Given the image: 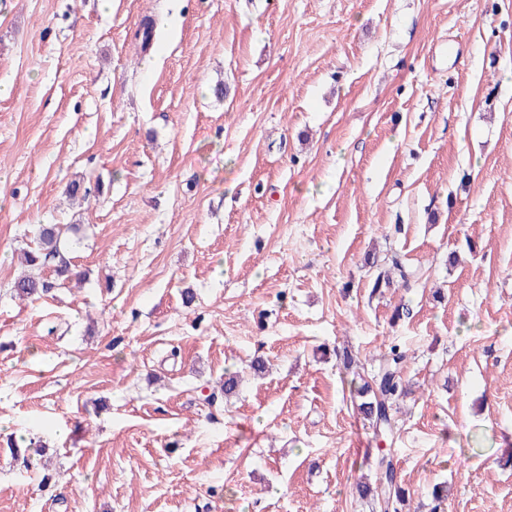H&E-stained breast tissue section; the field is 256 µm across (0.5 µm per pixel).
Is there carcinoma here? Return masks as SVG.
<instances>
[{"instance_id":"1","label":"carcinoma","mask_w":512,"mask_h":512,"mask_svg":"<svg viewBox=\"0 0 512 512\" xmlns=\"http://www.w3.org/2000/svg\"><path fill=\"white\" fill-rule=\"evenodd\" d=\"M156 37L154 23L144 19L134 32L140 49L145 51L153 45ZM69 226L61 224H39L34 230L32 246L23 253V271L15 279L13 290L21 300H32L55 287V283L44 277L51 269L57 278L65 282L72 279L69 260H61L67 252L66 234ZM407 351L398 344L390 347L370 374H365L364 363L357 355L346 350L340 355L344 369L360 376L363 384L358 390L361 402L358 411L373 428L374 435L387 439L394 427L393 411L397 403L408 394L403 377ZM369 466L374 468V480L357 484L359 498L367 501L371 512H403L408 499V490L403 486L400 473L393 459L379 451Z\"/></svg>"}]
</instances>
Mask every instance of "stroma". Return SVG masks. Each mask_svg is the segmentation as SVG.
Instances as JSON below:
<instances>
[{"mask_svg":"<svg viewBox=\"0 0 512 512\" xmlns=\"http://www.w3.org/2000/svg\"><path fill=\"white\" fill-rule=\"evenodd\" d=\"M1 85L0 512H369L379 447L512 512V0H0ZM39 224L83 281L23 301ZM395 341L381 442L336 354Z\"/></svg>","mask_w":512,"mask_h":512,"instance_id":"stroma-1","label":"stroma"}]
</instances>
